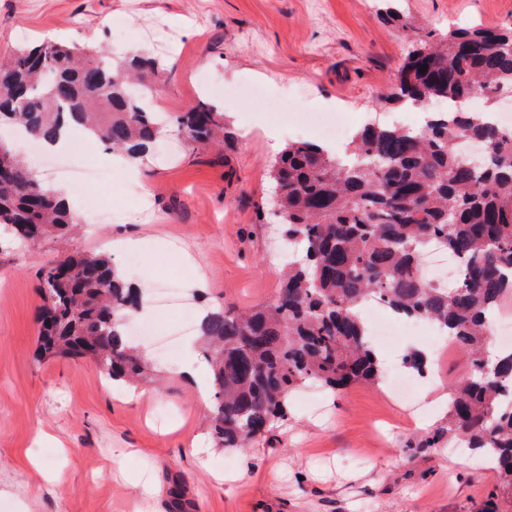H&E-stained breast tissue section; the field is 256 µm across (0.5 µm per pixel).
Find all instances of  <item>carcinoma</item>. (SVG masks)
Masks as SVG:
<instances>
[{"label": "carcinoma", "instance_id": "1", "mask_svg": "<svg viewBox=\"0 0 512 512\" xmlns=\"http://www.w3.org/2000/svg\"><path fill=\"white\" fill-rule=\"evenodd\" d=\"M380 2L382 19L401 29L411 50L377 106L440 109L417 129L365 124L344 156L319 142L283 149L269 178L282 236L301 252L273 301L201 318L212 388L207 426L217 447L245 448L288 420V397L307 381L332 392L380 382L384 366L360 315L376 298L441 326L468 365L466 377L448 384L446 421L416 447L479 452L500 476L496 494L512 498V349L494 351L489 338L491 313L512 298V132L465 108L479 98L495 111L499 93L512 87V27L435 35L416 27L399 0ZM164 80L150 55L116 62L99 47L48 38L0 62V124L44 144L82 126L92 146L130 159L170 132L194 150L224 149L231 135L212 103L154 109ZM75 224L34 169L11 148L0 151V229L37 242ZM434 245L460 263L453 288L422 272ZM41 280L39 357L88 358L109 382L153 381L156 368L130 346L125 328L140 295L111 255H68ZM403 364L422 373L427 360L411 348Z\"/></svg>", "mask_w": 512, "mask_h": 512}]
</instances>
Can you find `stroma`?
<instances>
[{"mask_svg": "<svg viewBox=\"0 0 512 512\" xmlns=\"http://www.w3.org/2000/svg\"><path fill=\"white\" fill-rule=\"evenodd\" d=\"M379 0H0V59L47 38L121 55L139 49L167 68L163 111L199 98L236 133L227 149L169 140L140 163L138 181L111 150L72 158L94 166L101 211L70 239L33 244L0 233V512H480L497 486L469 451L418 447L443 421L460 350L411 397L357 383L338 394L305 385L287 422L245 449L215 447L195 385L180 367L200 354L139 348L165 373L162 387L120 388L84 359L36 355L39 273L65 251H102L131 284H146L132 319L165 325L152 291L179 277L194 310L271 302L285 273L261 203L269 170L291 141L316 140L272 122L246 86L292 100L296 111L376 115L410 42L382 20ZM418 26L512 27V0H403ZM136 241L133 250L119 242ZM317 392L318 408L306 396Z\"/></svg>", "mask_w": 512, "mask_h": 512, "instance_id": "35a3bbf8", "label": "stroma"}]
</instances>
